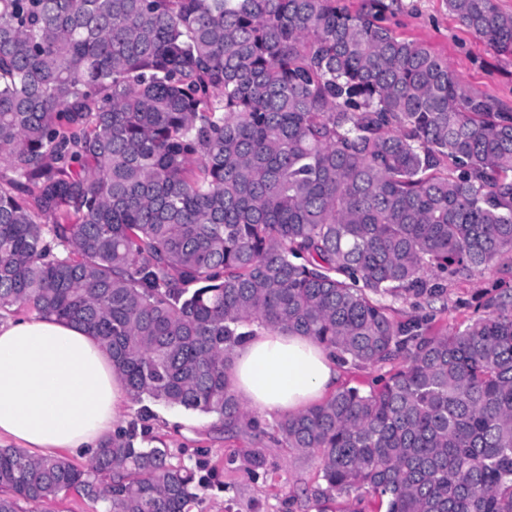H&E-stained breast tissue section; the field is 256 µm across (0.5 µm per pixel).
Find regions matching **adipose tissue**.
<instances>
[{
  "label": "adipose tissue",
  "mask_w": 512,
  "mask_h": 512,
  "mask_svg": "<svg viewBox=\"0 0 512 512\" xmlns=\"http://www.w3.org/2000/svg\"><path fill=\"white\" fill-rule=\"evenodd\" d=\"M338 376L315 339L259 329L236 347L231 384L250 408L293 415ZM128 402L110 355L84 329L52 317L0 323V438L39 456L93 451Z\"/></svg>",
  "instance_id": "1"
}]
</instances>
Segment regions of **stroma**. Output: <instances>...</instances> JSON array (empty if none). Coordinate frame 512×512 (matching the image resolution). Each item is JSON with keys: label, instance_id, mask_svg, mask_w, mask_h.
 Instances as JSON below:
<instances>
[{"label": "stroma", "instance_id": "stroma-1", "mask_svg": "<svg viewBox=\"0 0 512 512\" xmlns=\"http://www.w3.org/2000/svg\"><path fill=\"white\" fill-rule=\"evenodd\" d=\"M386 23L399 37L421 42L446 58L467 92L490 96L512 110V54L497 51L462 26L449 12L446 0H397ZM445 286L444 298L429 305L394 302V317L427 319L433 334L453 331L480 315L486 293L512 289V273L489 270L448 279ZM152 412L145 422L139 405L125 406L119 425L125 429L149 426L152 435L176 455L204 465L211 486L199 512H320L314 457L272 444L263 450L264 469L252 475L247 471L250 441L228 436L214 417L162 405L153 406Z\"/></svg>", "mask_w": 512, "mask_h": 512}]
</instances>
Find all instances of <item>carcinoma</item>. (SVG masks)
Returning <instances> with one entry per match:
<instances>
[{"label":"carcinoma","mask_w":512,"mask_h":512,"mask_svg":"<svg viewBox=\"0 0 512 512\" xmlns=\"http://www.w3.org/2000/svg\"><path fill=\"white\" fill-rule=\"evenodd\" d=\"M512 53L495 0H446ZM366 0H0V310L78 324L135 403L317 458L325 503L512 512V290L432 335L431 303L512 253V112ZM64 247V254L52 245ZM287 330L401 369L270 433L234 349ZM0 512L74 490L104 512H192L206 484L148 432L90 466L0 448Z\"/></svg>","instance_id":"carcinoma-1"}]
</instances>
